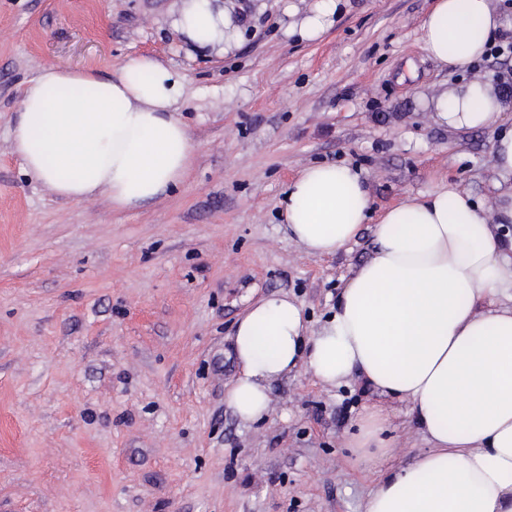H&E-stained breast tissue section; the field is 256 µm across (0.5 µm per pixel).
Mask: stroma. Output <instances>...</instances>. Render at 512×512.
<instances>
[{"instance_id":"1","label":"stroma","mask_w":512,"mask_h":512,"mask_svg":"<svg viewBox=\"0 0 512 512\" xmlns=\"http://www.w3.org/2000/svg\"><path fill=\"white\" fill-rule=\"evenodd\" d=\"M176 2L0 0V512H362L381 452L355 436L379 396L301 372L244 426L224 404L231 335L282 291L317 329L373 251L369 224L323 258L284 236L277 200L307 165L362 169L377 214L449 183L486 205L511 192L491 132L435 124L430 97L512 56L442 68L421 41L434 0H340L314 41L287 10L314 0H239L218 53L173 30ZM138 54L183 77L189 179L120 212L57 198L11 152L24 83ZM392 408L398 468L424 443Z\"/></svg>"}]
</instances>
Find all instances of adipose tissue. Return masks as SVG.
Instances as JSON below:
<instances>
[{
	"label": "adipose tissue",
	"mask_w": 512,
	"mask_h": 512,
	"mask_svg": "<svg viewBox=\"0 0 512 512\" xmlns=\"http://www.w3.org/2000/svg\"><path fill=\"white\" fill-rule=\"evenodd\" d=\"M233 0H179L172 26L197 49L239 40ZM503 25L496 0H436L421 40L441 67L482 59ZM183 78L129 57L109 76L49 65L21 93L11 148L58 198L128 210L183 184L192 139L175 115ZM431 119L493 134V168L512 181V108L473 79L432 95ZM281 230L312 257L336 254L369 221L362 171L304 167L278 201ZM512 193L493 205L456 185L386 210L371 257L346 281L318 331L286 293L253 302L233 336L238 375L224 402L244 425L266 420L277 387L299 372L323 387L363 378L410 404L428 449L380 472L364 512H512Z\"/></svg>",
	"instance_id": "obj_1"
}]
</instances>
